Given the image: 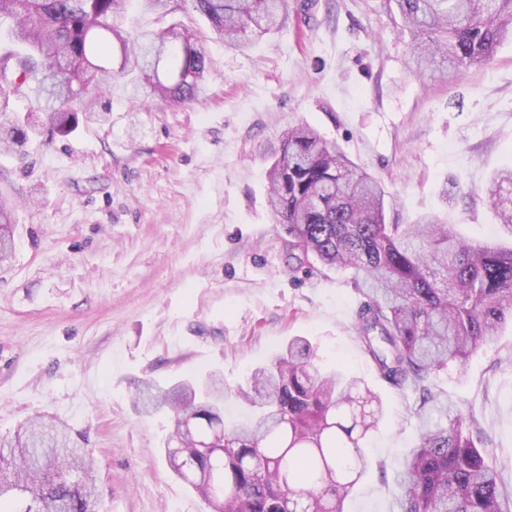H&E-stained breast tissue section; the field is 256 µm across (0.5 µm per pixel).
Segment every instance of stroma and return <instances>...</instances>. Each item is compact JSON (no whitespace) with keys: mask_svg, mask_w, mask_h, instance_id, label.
<instances>
[{"mask_svg":"<svg viewBox=\"0 0 512 512\" xmlns=\"http://www.w3.org/2000/svg\"><path fill=\"white\" fill-rule=\"evenodd\" d=\"M300 3L286 30L235 50L190 0L164 18L130 0L127 31H204L202 100L133 101L118 85L107 117L0 156V200L17 217L0 265V436L35 415L67 423L97 462L100 512H209L168 468L170 417L136 410L135 381L217 371L233 389L295 338L383 402L376 465L345 512H397L419 395L383 382L363 351L349 273L310 275L288 255L266 172L289 123L381 181L391 221L434 213L466 241L512 245L481 200L512 166V40L488 66L436 81L412 72L387 0H313L304 15ZM434 385L485 428L512 495V328Z\"/></svg>","mask_w":512,"mask_h":512,"instance_id":"stroma-1","label":"stroma"}]
</instances>
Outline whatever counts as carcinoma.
Wrapping results in <instances>:
<instances>
[{"mask_svg": "<svg viewBox=\"0 0 512 512\" xmlns=\"http://www.w3.org/2000/svg\"><path fill=\"white\" fill-rule=\"evenodd\" d=\"M129 0H0V21L24 52H0V151L18 152L36 127L11 108L27 91L51 133L66 136L95 110L94 91L117 84L132 94L147 85L173 105L204 93L208 60L188 33L172 25L130 34L119 25ZM409 35L410 63L448 80L489 64L512 37V0H393ZM225 45L288 28V0H191ZM268 202L288 225L289 256L314 257L351 272L363 297L356 333L387 384L422 392L413 410L418 444L398 474L397 512H512L496 462L474 440L482 432L433 380L464 365L512 323V247L473 244L431 215L386 222L385 187L308 124L288 127L267 171ZM501 228L512 235V168L484 192ZM14 248L12 210L0 204V262ZM183 379L137 385L141 413L168 411L173 429L165 457L178 479L212 512H344L373 466L365 453L382 402L341 371L325 373L309 343L256 368L234 397L248 421L224 423V396ZM93 458L69 428L36 416L0 439V512H98Z\"/></svg>", "mask_w": 512, "mask_h": 512, "instance_id": "1", "label": "carcinoma"}]
</instances>
